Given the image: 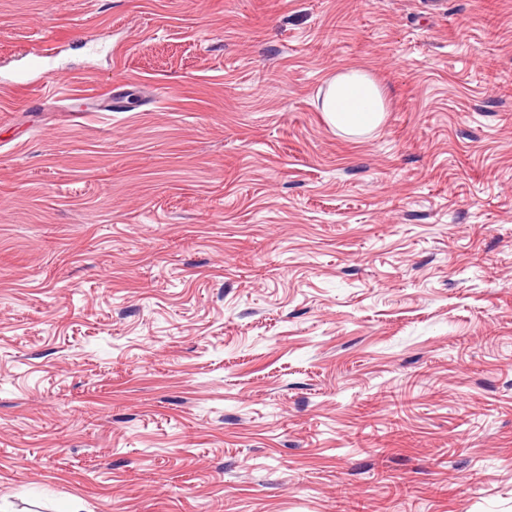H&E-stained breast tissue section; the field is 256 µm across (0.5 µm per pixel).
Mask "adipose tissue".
I'll list each match as a JSON object with an SVG mask.
<instances>
[{
    "mask_svg": "<svg viewBox=\"0 0 512 512\" xmlns=\"http://www.w3.org/2000/svg\"><path fill=\"white\" fill-rule=\"evenodd\" d=\"M320 110L340 133L362 136L382 126L387 105L383 89L368 69L347 66L327 79Z\"/></svg>",
    "mask_w": 512,
    "mask_h": 512,
    "instance_id": "adipose-tissue-1",
    "label": "adipose tissue"
}]
</instances>
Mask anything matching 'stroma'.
<instances>
[{
	"label": "stroma",
	"mask_w": 512,
	"mask_h": 512,
	"mask_svg": "<svg viewBox=\"0 0 512 512\" xmlns=\"http://www.w3.org/2000/svg\"><path fill=\"white\" fill-rule=\"evenodd\" d=\"M43 36L0 512H512V0H0V74ZM347 66L368 136L319 109ZM50 51L47 48L42 49L38 52L29 51L27 54L32 55L34 58V64L32 69L26 75L24 82L29 85L37 83L40 85L42 92H49L58 89V74L59 68L54 64V55L48 53ZM320 111L340 133L362 136L382 126L388 109L384 91L368 69L347 66L327 79Z\"/></svg>",
	"instance_id": "1"
}]
</instances>
